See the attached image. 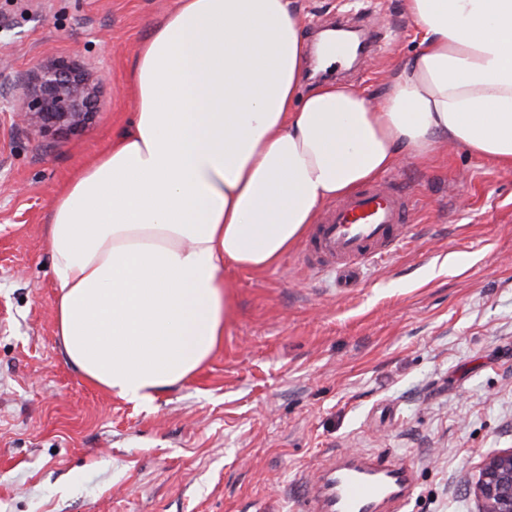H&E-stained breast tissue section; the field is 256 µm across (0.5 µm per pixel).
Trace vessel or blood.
Listing matches in <instances>:
<instances>
[{"instance_id":"obj_1","label":"vessel or blood","mask_w":512,"mask_h":512,"mask_svg":"<svg viewBox=\"0 0 512 512\" xmlns=\"http://www.w3.org/2000/svg\"><path fill=\"white\" fill-rule=\"evenodd\" d=\"M409 195L374 183L326 208L306 246L308 262L335 272L342 284L358 282L362 267L394 252L412 221ZM412 471L391 457L338 458L313 484L304 512H402Z\"/></svg>"}]
</instances>
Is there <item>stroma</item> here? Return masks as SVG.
<instances>
[{
  "instance_id": "1",
  "label": "stroma",
  "mask_w": 512,
  "mask_h": 512,
  "mask_svg": "<svg viewBox=\"0 0 512 512\" xmlns=\"http://www.w3.org/2000/svg\"><path fill=\"white\" fill-rule=\"evenodd\" d=\"M307 46L349 18L379 43L318 66L379 99L419 29L404 0H291ZM177 0H0V512H303L335 452L393 456L415 471L406 512H473L465 482L512 448V170L460 147L402 158L382 179L413 195L392 257L355 288L307 264L305 241L262 272L225 273L224 339L150 403L89 384L55 331L45 240L72 174L132 123L128 74ZM50 58L105 74L84 129L15 124L28 74Z\"/></svg>"
}]
</instances>
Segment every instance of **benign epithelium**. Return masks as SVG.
Masks as SVG:
<instances>
[{
    "label": "benign epithelium",
    "instance_id": "benign-epithelium-1",
    "mask_svg": "<svg viewBox=\"0 0 512 512\" xmlns=\"http://www.w3.org/2000/svg\"><path fill=\"white\" fill-rule=\"evenodd\" d=\"M99 83L72 61L43 62L16 108L17 120L41 133L82 129L92 119L89 104ZM470 487L476 512H512V448L487 455Z\"/></svg>",
    "mask_w": 512,
    "mask_h": 512
}]
</instances>
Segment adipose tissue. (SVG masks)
<instances>
[{"label": "adipose tissue", "mask_w": 512, "mask_h": 512, "mask_svg": "<svg viewBox=\"0 0 512 512\" xmlns=\"http://www.w3.org/2000/svg\"><path fill=\"white\" fill-rule=\"evenodd\" d=\"M422 38L385 96L301 93L289 0H178L132 63L131 127L58 193L56 334L90 384L153 401L224 337L226 267L260 272L321 205L448 142L512 169V0H405Z\"/></svg>", "instance_id": "adipose-tissue-1"}]
</instances>
